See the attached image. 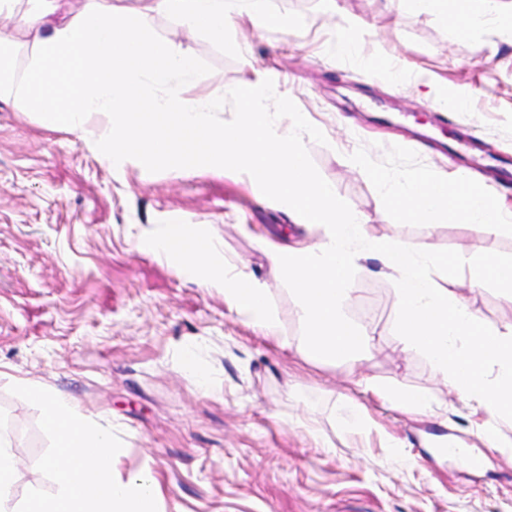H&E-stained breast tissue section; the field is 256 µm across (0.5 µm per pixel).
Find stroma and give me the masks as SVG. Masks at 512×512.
<instances>
[{
    "label": "stroma",
    "mask_w": 512,
    "mask_h": 512,
    "mask_svg": "<svg viewBox=\"0 0 512 512\" xmlns=\"http://www.w3.org/2000/svg\"><path fill=\"white\" fill-rule=\"evenodd\" d=\"M270 0L290 34L237 17L223 40L183 41L176 20L143 19L154 38L184 42L200 79L186 96L252 82L278 90L274 111L298 112L318 129L307 145L317 176L368 220L377 237L429 242L457 257L468 276L469 241L484 256L512 257V233L484 235L454 218L425 231L393 211L366 175L348 164L364 154L394 173L449 175V142L478 135L489 151L473 177L512 206V182L494 180L512 156V29L496 20L455 40L442 15L401 0ZM366 28L356 55L336 52L337 27ZM384 64L365 77L358 58ZM443 95L467 109L439 107ZM169 224H200L224 241L270 290L280 314L279 347L231 313L224 293L199 286L163 257L138 247ZM315 238L246 175L203 167L102 162L94 140L41 126L0 101V409L21 467L15 499L55 485L37 468L48 440L39 412L10 393L38 383L72 400L122 440L116 472L150 471L161 512H512V461L486 447L467 404L452 399L428 359L395 337L396 276L378 260L355 277L344 313L374 346L361 358L323 365L297 351L304 330L297 300L257 240ZM487 325H512V301L488 285L464 294ZM193 355L209 385L184 370ZM364 373L446 405L444 416H409L363 393ZM364 405L372 423L352 431L337 418L341 398ZM412 457L404 466L401 455Z\"/></svg>",
    "instance_id": "stroma-1"
}]
</instances>
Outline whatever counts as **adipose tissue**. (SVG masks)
Instances as JSON below:
<instances>
[{
  "mask_svg": "<svg viewBox=\"0 0 512 512\" xmlns=\"http://www.w3.org/2000/svg\"><path fill=\"white\" fill-rule=\"evenodd\" d=\"M410 3L445 16L459 39L470 38L487 19L512 20V0ZM56 10V0H0V45L12 44L15 21L28 37L23 66L0 78L1 100L20 102L45 127L95 137L108 163L171 164L195 153L207 157L214 172L240 170L305 224L321 227L317 243L267 242L263 248L298 299L306 349L327 362L346 361L368 346V336L343 310L352 300L361 259L381 261L399 283L396 335L402 348L427 357L450 393L479 415L477 430L490 448L512 454V438L491 425L512 419V325L488 326L469 307L457 291L454 260L432 254L425 243L370 235L365 216L347 209L310 166L306 144L314 130L303 120L282 124L280 113L270 110V86L247 83L226 93L183 96V87L198 80L191 56L171 40L147 36L140 25L141 18L160 15L175 19L187 36L220 40L236 17L246 15L257 28L287 29L266 0H137L132 9L112 0H85L65 22L55 21ZM228 97L239 106L229 122L221 118ZM95 117L106 121L97 133L90 128ZM352 163L371 175L395 210L419 223L432 225L450 213L487 235L512 230V211L468 176L445 178L428 170L396 175L363 155ZM193 237L174 225L149 247L176 261L179 272L198 276L204 287L220 288L230 311L265 338L286 344L265 283L243 262L223 256L217 238L197 250L176 248V241ZM488 284L512 298V258H479L468 285Z\"/></svg>",
  "mask_w": 512,
  "mask_h": 512,
  "instance_id": "ef3b65f1",
  "label": "adipose tissue"
}]
</instances>
